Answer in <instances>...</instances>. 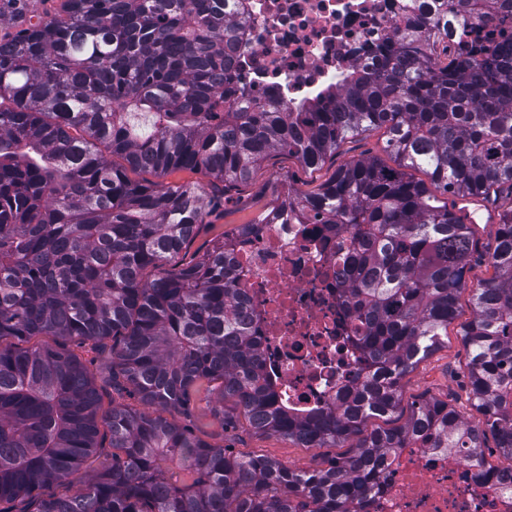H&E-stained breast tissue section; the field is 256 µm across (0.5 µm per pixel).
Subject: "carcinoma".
Wrapping results in <instances>:
<instances>
[{"instance_id":"1","label":"carcinoma","mask_w":512,"mask_h":512,"mask_svg":"<svg viewBox=\"0 0 512 512\" xmlns=\"http://www.w3.org/2000/svg\"><path fill=\"white\" fill-rule=\"evenodd\" d=\"M424 3L395 21L376 64L349 66L295 106L249 103L229 74L241 21L228 0H63L0 38V512H351L419 440L505 485L485 448L491 437L512 461V35L487 51L463 44L446 63L436 48L459 28L512 27V0ZM372 129L385 130L395 166L347 161L257 220L323 224L353 246L342 291L362 376L332 405L295 412L264 375L261 336L233 288L229 249L250 225L145 277L210 205L197 185L161 178L203 171L222 193L273 151L316 167ZM450 194L496 213L494 274L472 289L458 332L480 419L430 397L368 431L399 411L401 379L457 318L479 239ZM41 336L53 343L26 346ZM73 341L99 344L98 374ZM204 379L220 382L225 426L243 419L302 448L356 444L313 470L235 456L179 420ZM92 456L103 461L81 473ZM58 484L74 493H46Z\"/></svg>"}]
</instances>
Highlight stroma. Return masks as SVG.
I'll use <instances>...</instances> for the list:
<instances>
[{
	"label": "stroma",
	"mask_w": 512,
	"mask_h": 512,
	"mask_svg": "<svg viewBox=\"0 0 512 512\" xmlns=\"http://www.w3.org/2000/svg\"><path fill=\"white\" fill-rule=\"evenodd\" d=\"M385 146L383 131L366 132L343 142L335 156L314 170L303 168L296 157L287 152H271L248 182L236 185L222 203L208 207L197 235L187 247L168 257L164 264L165 272L174 273L198 261L223 234L257 219L288 188L305 193L317 191L347 160L369 156L386 158ZM492 274L493 269L486 259L473 261L466 274L469 288L459 297L457 322L448 328V343L402 379V408H409L412 402L433 396L447 401L465 416H473L474 410L468 400V380L461 369L464 355L457 330L459 324L472 317L471 288ZM218 389L219 384L215 381L197 383L187 423L196 435L211 444L228 447L233 455L266 456L295 469L310 470L325 466L328 460L344 455L350 448L346 442L336 448H301L276 435L252 433L242 422L234 428L223 429L219 417L214 414Z\"/></svg>",
	"instance_id": "35a3bbf8"
}]
</instances>
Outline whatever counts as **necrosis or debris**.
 <instances>
[{"mask_svg": "<svg viewBox=\"0 0 512 512\" xmlns=\"http://www.w3.org/2000/svg\"><path fill=\"white\" fill-rule=\"evenodd\" d=\"M401 0H245L235 75L253 98L312 99L367 62ZM338 241L319 224H261L234 242L233 285L263 336L264 371L289 408L331 404L360 371L340 296ZM353 512H512V492L483 484L454 451L400 448L381 489Z\"/></svg>", "mask_w": 512, "mask_h": 512, "instance_id": "4bbe7bcc", "label": "necrosis or debris"}]
</instances>
